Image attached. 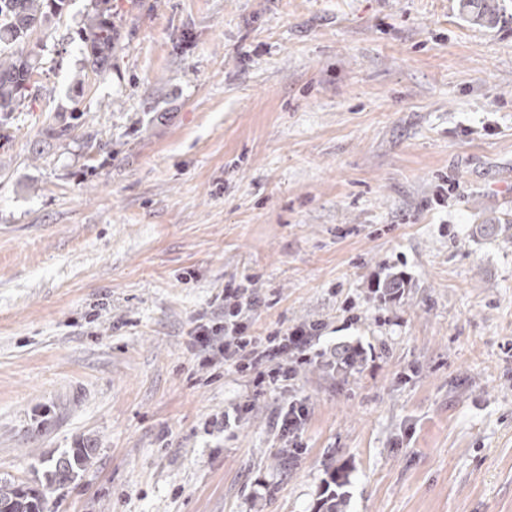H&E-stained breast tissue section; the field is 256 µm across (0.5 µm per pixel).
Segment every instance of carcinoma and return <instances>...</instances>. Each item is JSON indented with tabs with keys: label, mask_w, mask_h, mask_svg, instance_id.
Returning <instances> with one entry per match:
<instances>
[{
	"label": "carcinoma",
	"mask_w": 512,
	"mask_h": 512,
	"mask_svg": "<svg viewBox=\"0 0 512 512\" xmlns=\"http://www.w3.org/2000/svg\"><path fill=\"white\" fill-rule=\"evenodd\" d=\"M469 3L472 22L479 25L494 22L499 9L497 0H469ZM65 5L66 0H0L1 118L37 97L39 60L29 49V38L36 28L61 15ZM78 36L83 44L85 68L98 77L107 75L119 36L112 22L111 0H89ZM362 359L360 346L342 344L337 353L336 371H351ZM94 455L95 449L82 443L43 461L46 486L73 481ZM328 477L319 512H343L344 494L338 489L347 483V474L335 468ZM45 509L44 490L29 483L0 479V512H45Z\"/></svg>",
	"instance_id": "1"
}]
</instances>
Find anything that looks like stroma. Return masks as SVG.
Listing matches in <instances>:
<instances>
[{"label": "stroma", "mask_w": 512, "mask_h": 512, "mask_svg": "<svg viewBox=\"0 0 512 512\" xmlns=\"http://www.w3.org/2000/svg\"><path fill=\"white\" fill-rule=\"evenodd\" d=\"M69 0L31 44L45 95L0 124V478L87 443L49 512H512V0H112V70ZM72 124L69 136L58 126ZM405 276L384 300L376 279ZM258 336L323 320L366 359L302 369L300 455L233 432L189 351L228 282ZM470 5V19L479 25H490L496 18L499 9L498 0H468ZM329 481H326V496L323 497L318 512H344V493H339L336 489L331 490V485L335 488L341 489L347 483V474L339 469H333L328 474Z\"/></svg>", "instance_id": "35a3bbf8"}]
</instances>
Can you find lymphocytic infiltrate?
<instances>
[{
	"label": "lymphocytic infiltrate",
	"instance_id": "lymphocytic-infiltrate-1",
	"mask_svg": "<svg viewBox=\"0 0 512 512\" xmlns=\"http://www.w3.org/2000/svg\"><path fill=\"white\" fill-rule=\"evenodd\" d=\"M213 311L196 320L191 348L198 365L213 373L233 369L244 378L250 399L231 404L213 414L210 427L226 431L236 427L243 413L252 409L254 397L268 391L287 394L301 369L320 362L335 364V349H319L324 325L313 320L292 330H273L256 336L249 322L261 303L258 289L245 285L225 287L213 299Z\"/></svg>",
	"mask_w": 512,
	"mask_h": 512
}]
</instances>
